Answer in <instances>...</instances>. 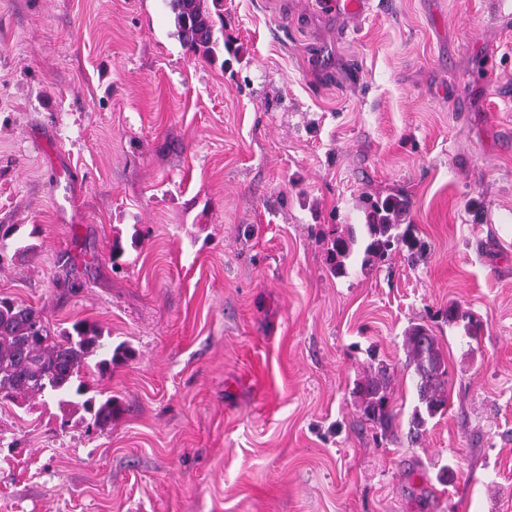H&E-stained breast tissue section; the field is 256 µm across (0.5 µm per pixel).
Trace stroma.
I'll return each mask as SVG.
<instances>
[{"instance_id":"obj_1","label":"stroma","mask_w":512,"mask_h":512,"mask_svg":"<svg viewBox=\"0 0 512 512\" xmlns=\"http://www.w3.org/2000/svg\"><path fill=\"white\" fill-rule=\"evenodd\" d=\"M215 12L206 58L169 0H0V297L134 352L83 374L105 430L0 404V512H512V0ZM398 192L425 251L334 277L322 231ZM409 362L417 378L418 403L409 422L411 442H417L426 431L429 420L442 415L447 408L448 367L436 336L421 324L411 326L405 334ZM369 373L355 387L362 415L376 426L387 428L395 416L390 406L389 367L383 362L371 364ZM74 406H81L90 415V422L93 427L103 430L112 424V417L119 411V406L112 397L96 402L93 397L83 400L81 403L71 400L62 401Z\"/></svg>"}]
</instances>
